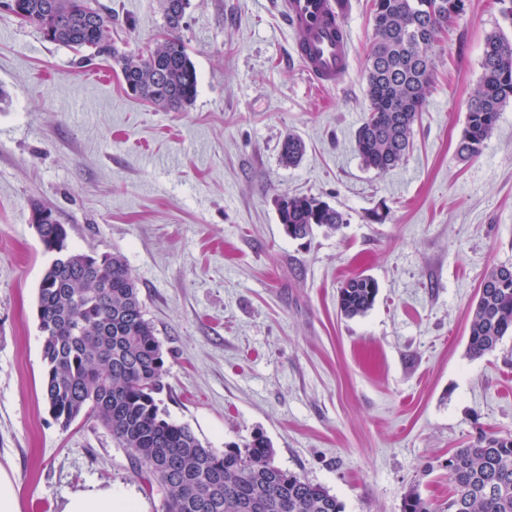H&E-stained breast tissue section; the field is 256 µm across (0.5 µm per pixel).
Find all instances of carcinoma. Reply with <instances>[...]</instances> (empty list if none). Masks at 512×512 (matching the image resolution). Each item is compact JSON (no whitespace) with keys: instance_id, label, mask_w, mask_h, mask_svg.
Segmentation results:
<instances>
[{"instance_id":"obj_1","label":"carcinoma","mask_w":512,"mask_h":512,"mask_svg":"<svg viewBox=\"0 0 512 512\" xmlns=\"http://www.w3.org/2000/svg\"><path fill=\"white\" fill-rule=\"evenodd\" d=\"M466 0H374V40L365 67L367 110L355 150L378 173L406 159L435 69L442 35L465 12ZM87 0H0L57 44L88 48L89 63L108 57L133 94L161 110L191 105L198 75L179 35L189 0H164L169 33L145 53H122L112 42V15ZM482 75L467 106L457 144L463 159L477 156L512 101V38L487 35ZM305 143L288 134L280 159L297 165ZM279 222L295 239L316 227L338 230L347 215L314 196H283ZM46 245L63 259L46 268L38 288V317L45 364L43 397L55 420L69 427L83 414L96 417L120 448L131 451L133 472L161 493L158 512H342L336 496L320 484L274 464L275 451L258 434L219 455L191 428L169 420L155 395L167 368L152 323L145 319L140 291L120 253L89 254L65 248L67 230L41 225ZM378 283L369 276L346 279L338 290L340 312L355 318L373 306ZM512 334V265L483 278L469 323L468 351L482 356ZM451 490L444 512H512V434H479L448 455ZM404 512H437L418 493Z\"/></svg>"}]
</instances>
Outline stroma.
<instances>
[{
  "label": "stroma",
  "mask_w": 512,
  "mask_h": 512,
  "mask_svg": "<svg viewBox=\"0 0 512 512\" xmlns=\"http://www.w3.org/2000/svg\"><path fill=\"white\" fill-rule=\"evenodd\" d=\"M120 51L166 35L162 0H96ZM372 0H351L343 84L315 90L278 0H189L180 35L198 74L191 106L127 93L120 69L43 38L0 8V467L22 512H62L111 488L158 512L97 419L62 428L43 400L37 292L53 259L34 206L69 248L126 257L168 370L158 404L216 452L267 437L282 469L344 512H403L411 491L447 499L449 453L478 431L512 433V335L467 352L485 273L512 263V102L482 152L456 145L488 34L512 36L495 0H467L437 50L406 161L380 174L355 151L367 96ZM306 144L279 160L287 134ZM346 213L339 230L289 238L283 195ZM379 285L348 319V277ZM305 143L296 134H288L280 145V159L282 163L290 166L297 165L305 154Z\"/></svg>",
  "instance_id": "obj_1"
}]
</instances>
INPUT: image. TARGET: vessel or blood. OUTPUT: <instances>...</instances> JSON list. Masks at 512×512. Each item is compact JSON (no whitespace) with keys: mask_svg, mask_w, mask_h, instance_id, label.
Wrapping results in <instances>:
<instances>
[{"mask_svg":"<svg viewBox=\"0 0 512 512\" xmlns=\"http://www.w3.org/2000/svg\"><path fill=\"white\" fill-rule=\"evenodd\" d=\"M280 8L308 78L321 88L340 85L351 57L345 0H280Z\"/></svg>","mask_w":512,"mask_h":512,"instance_id":"vessel-or-blood-1","label":"vessel or blood"}]
</instances>
